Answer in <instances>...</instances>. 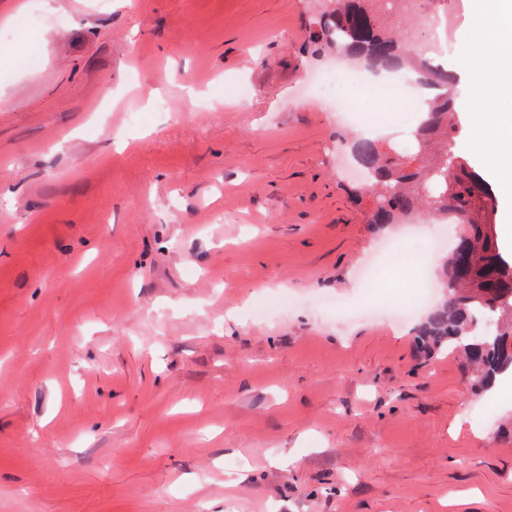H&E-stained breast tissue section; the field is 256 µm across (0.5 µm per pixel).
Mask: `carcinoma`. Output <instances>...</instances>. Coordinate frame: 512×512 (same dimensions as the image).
I'll return each mask as SVG.
<instances>
[{
    "label": "carcinoma",
    "mask_w": 512,
    "mask_h": 512,
    "mask_svg": "<svg viewBox=\"0 0 512 512\" xmlns=\"http://www.w3.org/2000/svg\"><path fill=\"white\" fill-rule=\"evenodd\" d=\"M369 2L341 0L319 19V36L339 52H352L388 68L406 59L410 48L388 34ZM456 82L445 70L443 79L430 86L435 94L428 100L422 128L434 125L440 131L450 122L454 98L449 89ZM353 153L371 186L386 192L383 205L371 212L369 220L379 230L396 223L417 201L433 212L463 215L489 194L480 176L450 150L428 166L414 167L369 140L354 142ZM441 277L448 296L416 327L415 348L425 358L447 351L462 356L471 392H490L502 379L512 377V260L500 253L492 225H468L443 262Z\"/></svg>",
    "instance_id": "1"
}]
</instances>
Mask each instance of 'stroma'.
<instances>
[{
    "mask_svg": "<svg viewBox=\"0 0 512 512\" xmlns=\"http://www.w3.org/2000/svg\"><path fill=\"white\" fill-rule=\"evenodd\" d=\"M314 18L0 0V512H512V380L469 402L461 357L345 314L377 237L304 97Z\"/></svg>",
    "mask_w": 512,
    "mask_h": 512,
    "instance_id": "1",
    "label": "stroma"
}]
</instances>
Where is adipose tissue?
<instances>
[{
	"mask_svg": "<svg viewBox=\"0 0 512 512\" xmlns=\"http://www.w3.org/2000/svg\"><path fill=\"white\" fill-rule=\"evenodd\" d=\"M470 5L472 17L484 25L479 51L465 55L471 83L478 89L474 115L491 126L512 129V111H503L500 102L502 94L512 95V0H470ZM480 162L506 205L500 237L512 243V139L481 154Z\"/></svg>",
	"mask_w": 512,
	"mask_h": 512,
	"instance_id": "1",
	"label": "adipose tissue"
}]
</instances>
